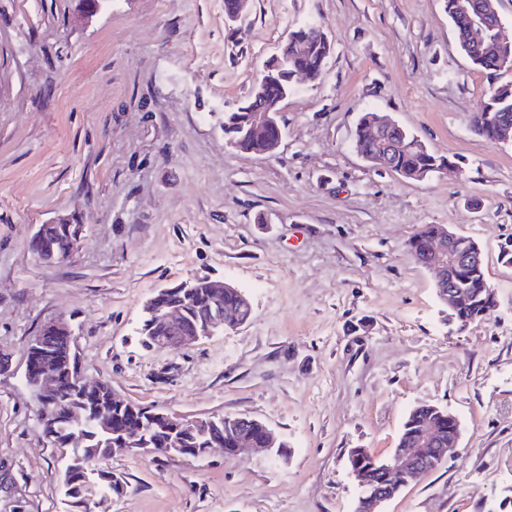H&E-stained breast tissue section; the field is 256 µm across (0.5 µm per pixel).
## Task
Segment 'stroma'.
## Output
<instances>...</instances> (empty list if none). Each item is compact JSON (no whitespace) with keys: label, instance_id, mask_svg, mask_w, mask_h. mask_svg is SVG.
Returning <instances> with one entry per match:
<instances>
[{"label":"stroma","instance_id":"1","mask_svg":"<svg viewBox=\"0 0 512 512\" xmlns=\"http://www.w3.org/2000/svg\"><path fill=\"white\" fill-rule=\"evenodd\" d=\"M334 49L281 104L272 156L236 151L224 114L297 25ZM490 80L459 52L445 0H0V512H73L69 451L24 380L28 346L62 319L86 382L188 418L243 414L282 457L119 452L122 495L90 512H353L350 449L386 457L420 403L461 421L458 453L385 512H512V142L471 129ZM384 112L452 170L410 181L353 139ZM74 218L79 249L38 260L37 225ZM475 238L498 310L443 322L422 225ZM198 275L233 282L249 322L180 350L143 349V302Z\"/></svg>","mask_w":512,"mask_h":512}]
</instances>
